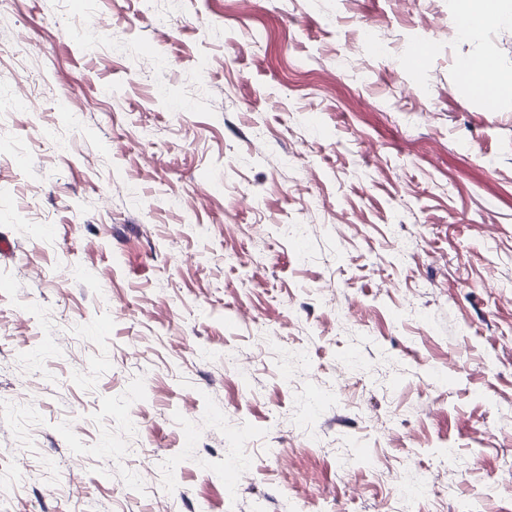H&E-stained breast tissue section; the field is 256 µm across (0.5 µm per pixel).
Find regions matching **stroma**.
I'll list each match as a JSON object with an SVG mask.
<instances>
[{
    "label": "stroma",
    "instance_id": "35a3bbf8",
    "mask_svg": "<svg viewBox=\"0 0 512 512\" xmlns=\"http://www.w3.org/2000/svg\"><path fill=\"white\" fill-rule=\"evenodd\" d=\"M163 3L0 0V512H512V25ZM471 57H479L485 63H487L492 72V80L487 81L483 76L490 77L491 73L487 69L484 62L481 59H473L469 63V68L471 71L479 72L481 75H472L467 73V79L472 86V88L484 96L486 94L492 93L496 94L499 97L502 96H511L512 92V73L511 71L508 74H504L501 71L499 62L492 56L489 55H474Z\"/></svg>",
    "mask_w": 512,
    "mask_h": 512
}]
</instances>
